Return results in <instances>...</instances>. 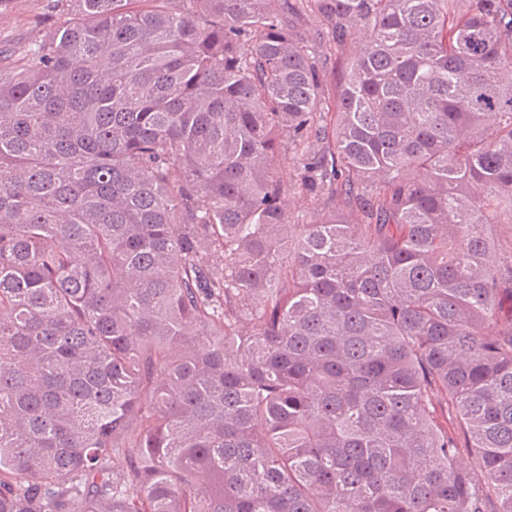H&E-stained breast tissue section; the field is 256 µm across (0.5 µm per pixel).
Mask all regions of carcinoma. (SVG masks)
<instances>
[{"label":"carcinoma","mask_w":512,"mask_h":512,"mask_svg":"<svg viewBox=\"0 0 512 512\" xmlns=\"http://www.w3.org/2000/svg\"><path fill=\"white\" fill-rule=\"evenodd\" d=\"M51 15L0 66V512H512V0ZM351 54L350 46L348 45L345 49L344 54L341 53H331L326 54L325 57H321L320 59V74L323 76L324 80L328 79L326 86L331 92L334 88V83L331 81L333 77L336 76V81L342 75L344 68L346 66L347 58ZM308 162L307 156L295 152L292 147L282 153L280 171L283 181L294 189L290 195L289 220L292 224H307L313 219V204L298 190V173Z\"/></svg>","instance_id":"carcinoma-1"}]
</instances>
